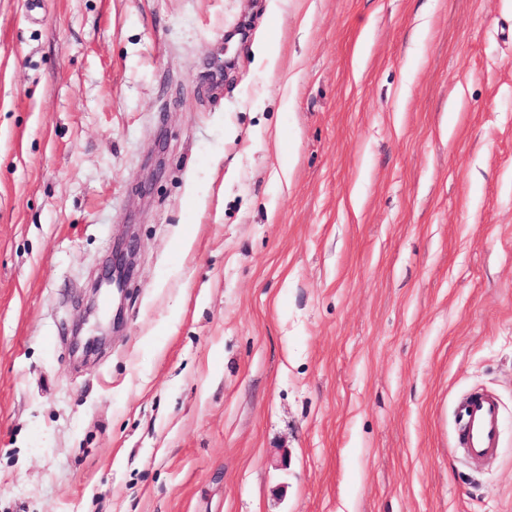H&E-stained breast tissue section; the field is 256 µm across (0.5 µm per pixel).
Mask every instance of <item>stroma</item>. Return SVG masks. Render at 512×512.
I'll return each mask as SVG.
<instances>
[{
    "mask_svg": "<svg viewBox=\"0 0 512 512\" xmlns=\"http://www.w3.org/2000/svg\"><path fill=\"white\" fill-rule=\"evenodd\" d=\"M0 512H512V0H0ZM137 243L134 240H129L112 252V259L110 262L109 270L103 280L108 285H116L118 290L125 287L130 275V256L135 252ZM103 280H99L93 290L98 292L102 286ZM457 444L472 460L496 455L499 447L501 410L498 399L485 392H472L454 411Z\"/></svg>",
    "mask_w": 512,
    "mask_h": 512,
    "instance_id": "obj_1",
    "label": "stroma"
}]
</instances>
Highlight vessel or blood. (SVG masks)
I'll use <instances>...</instances> for the list:
<instances>
[{
  "label": "vessel or blood",
  "mask_w": 512,
  "mask_h": 512,
  "mask_svg": "<svg viewBox=\"0 0 512 512\" xmlns=\"http://www.w3.org/2000/svg\"><path fill=\"white\" fill-rule=\"evenodd\" d=\"M457 444L472 460L496 455L499 447L501 410L498 399L485 392H473L454 411Z\"/></svg>",
  "instance_id": "vessel-or-blood-1"
}]
</instances>
